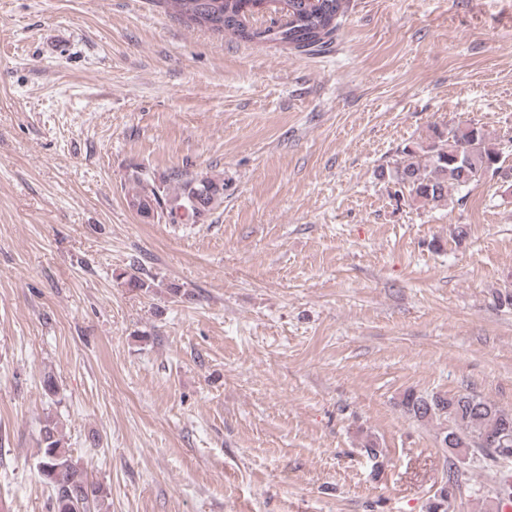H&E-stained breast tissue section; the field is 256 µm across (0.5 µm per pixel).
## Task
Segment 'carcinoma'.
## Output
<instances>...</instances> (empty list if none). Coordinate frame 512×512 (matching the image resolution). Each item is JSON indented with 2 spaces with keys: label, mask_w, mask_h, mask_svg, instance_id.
<instances>
[{
  "label": "carcinoma",
  "mask_w": 512,
  "mask_h": 512,
  "mask_svg": "<svg viewBox=\"0 0 512 512\" xmlns=\"http://www.w3.org/2000/svg\"><path fill=\"white\" fill-rule=\"evenodd\" d=\"M173 10L187 26L201 27L220 36L246 43L272 44L282 50L313 54L330 47L339 31V18L348 10L349 0H153ZM502 171L500 150L487 134L474 125L441 129L433 126L427 136L405 145L396 160L393 179L399 192L422 206H438L448 193L466 198L469 188L486 171ZM134 187L127 200L145 201L137 211L142 220L167 218L171 224H195L212 214L220 202L210 199L195 205V191L224 190V178L191 175L176 169L167 181L177 192L155 190L147 173L133 175ZM405 414L417 421L439 422L438 442L450 450L460 439L472 445L470 462L488 472L512 473V410L472 393L454 395L439 392L417 395L411 391L400 401ZM37 471L51 487L54 512H91L103 509L106 492L90 480L87 471L75 463L67 448L60 422L46 417L40 429ZM464 471L455 460H448L445 482L426 504V512H448L449 501L464 485ZM487 497L499 503L512 497V485L497 478L486 490Z\"/></svg>",
  "instance_id": "carcinoma-1"
}]
</instances>
